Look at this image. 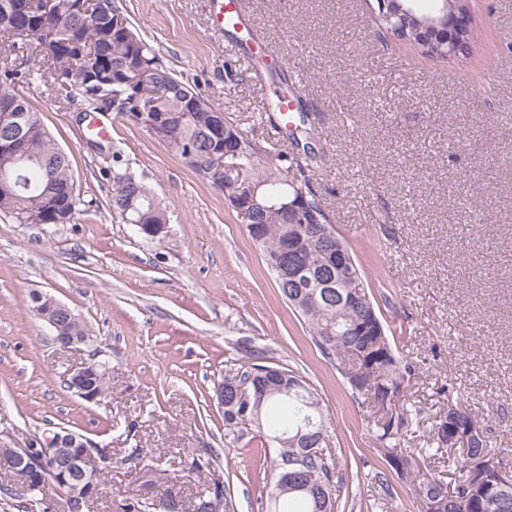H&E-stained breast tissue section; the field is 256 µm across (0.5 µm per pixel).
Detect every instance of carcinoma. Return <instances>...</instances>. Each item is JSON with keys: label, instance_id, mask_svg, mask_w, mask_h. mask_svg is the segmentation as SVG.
Masks as SVG:
<instances>
[{"label": "carcinoma", "instance_id": "1", "mask_svg": "<svg viewBox=\"0 0 512 512\" xmlns=\"http://www.w3.org/2000/svg\"><path fill=\"white\" fill-rule=\"evenodd\" d=\"M26 4L28 11L44 17L42 27L26 28L12 24L17 6ZM122 11L118 0H0V96L10 95L19 99L27 121L23 125L29 148L40 162L30 165L22 177L27 186L18 190L15 197L0 199V214L9 215L21 224H37L48 213H53L52 223L68 224L79 211V206H93L94 200L84 201L77 192L72 177V164L68 154L48 132L42 113L35 109L23 95L22 88L35 81L50 85L56 97L70 104L81 106L83 112L112 110L137 121L148 128L147 119L140 116L138 89L147 84L159 91L175 89L167 95L166 108L181 112L190 103L196 104L195 119L190 126L172 133L165 139L167 148L180 157L202 180L214 182L211 154L219 147L209 131V113L217 107L206 101L182 78L168 68L159 51L141 38L133 25H128L126 41L109 36L112 11ZM414 22H409L403 32V42L414 45L423 56L445 58L448 45L432 38L421 45L414 43ZM226 128L233 132L232 140L224 145L235 152V163L250 175L253 181L264 184V189L276 196H293L303 205L319 213L325 210L320 198L311 188L316 169L325 165V158L314 153L295 159L293 172L288 174L271 162V150L258 145L247 131L230 119H224ZM112 213L123 222H142L148 226L167 223L165 208L143 182L131 174L113 176ZM261 233L254 237L264 252L267 267L284 300L309 328L312 339L322 354L336 360L339 369L353 392L369 402L374 409L388 406L390 417L377 416L373 428L376 441L385 448L390 469L375 473V481L383 495H393L391 478L399 481L418 482L421 498L430 504L436 498H448V487H453L458 504L453 512H512V491L486 504L466 500V459L448 448L440 426L435 421L428 433L426 446L419 449L428 464L445 473L449 481L433 486L436 477H427L420 471L407 468L411 449L401 446L404 435L413 420H421L424 407L410 403L405 381L412 366L398 355L389 337L362 335V311L350 303V297L361 293L365 306L372 300L365 289L360 269L352 265L350 276L334 283L327 295H318L309 301L300 296L297 288L288 286L275 268L279 254L288 238L294 235L295 225L277 210L261 216ZM341 247L351 252L330 220H324L319 230L305 238L300 251L302 256L316 262L320 253ZM246 360L224 375V424L228 427L254 425L259 436L274 444L276 457L270 461L274 481L267 492V512H314L318 496L329 498V512H337L335 491V463L317 456L304 454L302 441L280 442L286 433L295 436L298 425L312 419L309 432L329 439L330 431L323 416L320 399L299 375L284 367L264 365V353L257 349L245 352ZM475 455L483 454L491 470L506 469L492 447L489 436H484ZM297 455L303 456L296 467L295 481L306 487L296 493H282L279 488L285 463ZM79 467L100 489L102 479L109 471L93 463L79 462ZM225 491L224 485L213 481L198 492L193 501V512H208L212 494ZM42 488L31 485H0V500L17 512H47ZM172 499L170 488L160 497L148 500L139 494L123 498L122 512H160V505Z\"/></svg>", "mask_w": 512, "mask_h": 512}]
</instances>
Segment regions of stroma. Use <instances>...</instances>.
Instances as JSON below:
<instances>
[{
  "label": "stroma",
  "instance_id": "35a3bbf8",
  "mask_svg": "<svg viewBox=\"0 0 512 512\" xmlns=\"http://www.w3.org/2000/svg\"><path fill=\"white\" fill-rule=\"evenodd\" d=\"M165 64L264 147L296 155L285 134L255 125L258 105L287 93L329 165L313 178L348 242L394 349L412 361L407 394L436 412L449 386L512 467V0H480V40L467 59H426L381 30L370 0H247L251 33L208 31L204 0H121ZM276 56L251 67L250 41ZM235 61L226 73V61ZM295 80L279 81L281 70ZM32 105L69 153L76 188L93 207L68 224L0 217V447L67 429L112 454L94 512L122 495L162 492V471L216 454L206 472L230 493L224 512H265V458L256 429H227L215 385L244 348L298 372L330 429L325 454L343 479L338 512H419L416 484L384 508L373 481L386 468L372 410L282 299L237 211L136 121L112 116L100 140L41 83ZM145 183L167 210L158 238L109 207L113 171ZM480 216L486 244L462 225ZM52 297L87 322L92 344H53L31 310ZM102 350L112 393L89 403L69 371Z\"/></svg>",
  "mask_w": 512,
  "mask_h": 512
}]
</instances>
